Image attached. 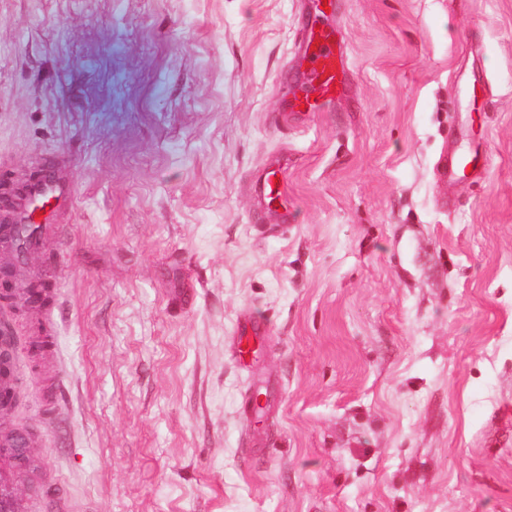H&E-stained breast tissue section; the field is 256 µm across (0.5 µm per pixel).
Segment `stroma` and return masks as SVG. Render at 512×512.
<instances>
[{"label": "stroma", "instance_id": "35a3bbf8", "mask_svg": "<svg viewBox=\"0 0 512 512\" xmlns=\"http://www.w3.org/2000/svg\"><path fill=\"white\" fill-rule=\"evenodd\" d=\"M306 22L0 0V174L68 156L77 189L59 240L0 251L62 315L49 350L39 310L8 317L35 346L0 420L31 440L20 512H512V0H336L348 93L294 116ZM481 164H485V156L478 150L468 154H458L450 160L448 165L446 162L442 164L439 174L443 178H448V174L454 178L468 167L474 169ZM277 177V171L269 169L258 182V191L273 206H284L285 200L283 196V178L274 182Z\"/></svg>", "mask_w": 512, "mask_h": 512}]
</instances>
